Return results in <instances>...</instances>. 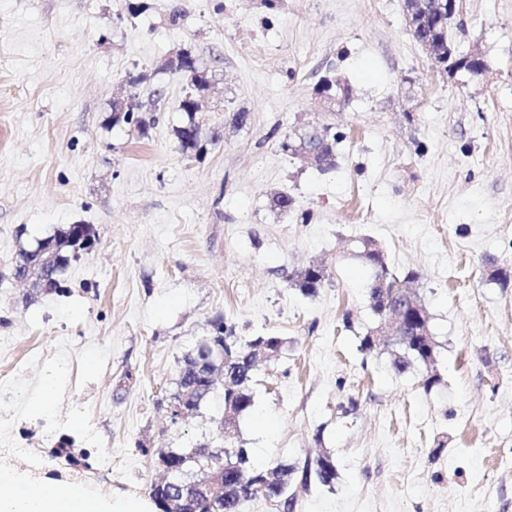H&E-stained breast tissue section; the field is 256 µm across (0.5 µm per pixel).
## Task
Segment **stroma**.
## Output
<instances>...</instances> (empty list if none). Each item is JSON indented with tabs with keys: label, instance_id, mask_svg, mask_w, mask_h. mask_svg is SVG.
<instances>
[{
	"label": "stroma",
	"instance_id": "obj_1",
	"mask_svg": "<svg viewBox=\"0 0 512 512\" xmlns=\"http://www.w3.org/2000/svg\"><path fill=\"white\" fill-rule=\"evenodd\" d=\"M142 2L132 18L120 0H0V266L72 224L97 235L67 271L70 296L25 308L16 283L0 284V336L76 363L17 376V435L44 413L49 383L74 389L53 414L83 406V426L57 436L102 431L73 462L12 469L148 499L155 449L217 433V401L176 427L162 400L220 314L240 339L283 340L239 420L253 463L336 461L333 487L311 483L294 512H512V0H459L451 36L485 61L478 76L433 68L403 0H286L275 14L262 0ZM183 50L216 72L202 131L222 138L198 161L173 135L186 81L167 63ZM142 70L165 89L157 124L107 127L115 96L147 102L151 86L127 82ZM325 77L349 98L321 102ZM237 110L247 126L230 125ZM323 120L343 135L330 171L279 149ZM278 192L291 213L273 208ZM362 237L393 273L420 275L438 344L431 390L422 369L396 374L360 348L375 320L371 272L350 254ZM312 262L331 278L306 296L292 275ZM460 465L484 480L477 506L452 475Z\"/></svg>",
	"mask_w": 512,
	"mask_h": 512
}]
</instances>
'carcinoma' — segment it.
<instances>
[{
    "mask_svg": "<svg viewBox=\"0 0 512 512\" xmlns=\"http://www.w3.org/2000/svg\"><path fill=\"white\" fill-rule=\"evenodd\" d=\"M418 33L429 38L434 51L439 55L448 52V26L432 17L418 28ZM201 66L189 52L183 53L181 63L176 72L181 74L190 86V91L180 103V110L185 119L174 128L182 155L199 157L207 150L201 139V116L195 112L194 98L196 80L199 78ZM163 90L153 91L152 104L147 109L129 105L122 120L111 121L115 127L124 124L136 128L143 133L157 123L155 112L159 111L158 103ZM324 141L335 147L342 142L340 135L332 131L329 125H316L300 138V145H295L293 138L285 134L279 142L280 149L293 156H298L303 146H316ZM96 235L88 224H71L65 230L43 239L35 244L19 246L9 268L0 271V283L3 281L22 282L26 285L22 294L21 304L28 308L45 296H63L69 293L64 273L71 260L76 259L86 250L91 249ZM354 255L362 258L373 269V278L368 288L370 307L379 318L385 313V304L391 298L403 293L415 295L412 284L419 279V274L407 272L403 277L393 274L387 264L385 253L378 249V243L370 238L355 241L352 247ZM327 269L323 265L312 264L296 274V286L305 295L313 296L323 287L327 280ZM430 316L427 309L417 312L407 308L405 313V335L395 336L385 345L392 356V365L404 373L413 365L425 368L423 377L424 388L434 386L440 381L437 374V344L430 330ZM234 326L217 316L210 321L207 338L199 341L195 347L182 356L175 381L176 389L168 397V401L183 406L188 418H194L201 405L213 395L219 393L223 403L230 404L229 410L234 419L248 411L253 403L252 383L255 378L256 354L259 351L269 353L267 360L278 359L282 340L277 336H255L240 341L234 336ZM215 342L224 351V362L214 363L207 360V341ZM239 432L228 439L221 440L224 448L220 460L190 461L189 452L169 448L160 450L167 454L168 464L178 469L191 470L202 476L221 474L224 480V497L216 500L190 495L186 498L184 512H246V503L263 498L278 506L292 509L296 505L297 492H288L294 487L307 490L311 479L321 485L332 487L337 477L336 462L329 455L315 460V465H306L301 476H296L297 468L293 464L281 463L268 469L246 467L247 450L239 445Z\"/></svg>",
    "mask_w": 512,
    "mask_h": 512,
    "instance_id": "carcinoma-1",
    "label": "carcinoma"
}]
</instances>
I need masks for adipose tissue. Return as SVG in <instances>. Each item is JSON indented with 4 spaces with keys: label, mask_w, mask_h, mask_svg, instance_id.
I'll list each match as a JSON object with an SVG mask.
<instances>
[{
    "label": "adipose tissue",
    "mask_w": 512,
    "mask_h": 512,
    "mask_svg": "<svg viewBox=\"0 0 512 512\" xmlns=\"http://www.w3.org/2000/svg\"><path fill=\"white\" fill-rule=\"evenodd\" d=\"M0 512H149V505L120 496L94 500L76 485L63 481L46 489L24 474L1 471Z\"/></svg>",
    "instance_id": "obj_1"
}]
</instances>
